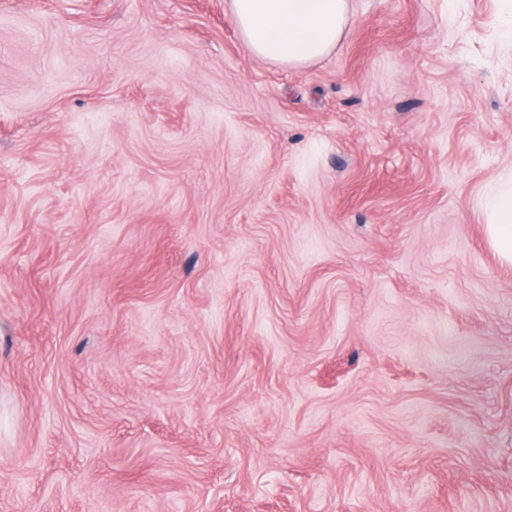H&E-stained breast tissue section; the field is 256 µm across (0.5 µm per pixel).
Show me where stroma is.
Wrapping results in <instances>:
<instances>
[{"instance_id":"obj_1","label":"stroma","mask_w":512,"mask_h":512,"mask_svg":"<svg viewBox=\"0 0 512 512\" xmlns=\"http://www.w3.org/2000/svg\"><path fill=\"white\" fill-rule=\"evenodd\" d=\"M0 0V512H512L502 0ZM252 54L301 67L328 54L348 27L349 0H230ZM483 212L492 247L501 260L512 263V171L486 192Z\"/></svg>"}]
</instances>
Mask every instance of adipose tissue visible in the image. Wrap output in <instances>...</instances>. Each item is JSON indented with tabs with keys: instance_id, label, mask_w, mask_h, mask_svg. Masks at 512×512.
Wrapping results in <instances>:
<instances>
[{
	"instance_id": "adipose-tissue-1",
	"label": "adipose tissue",
	"mask_w": 512,
	"mask_h": 512,
	"mask_svg": "<svg viewBox=\"0 0 512 512\" xmlns=\"http://www.w3.org/2000/svg\"><path fill=\"white\" fill-rule=\"evenodd\" d=\"M242 38L252 54L301 67L328 54L348 27L349 0H230ZM490 243L512 263V174L483 199Z\"/></svg>"
}]
</instances>
